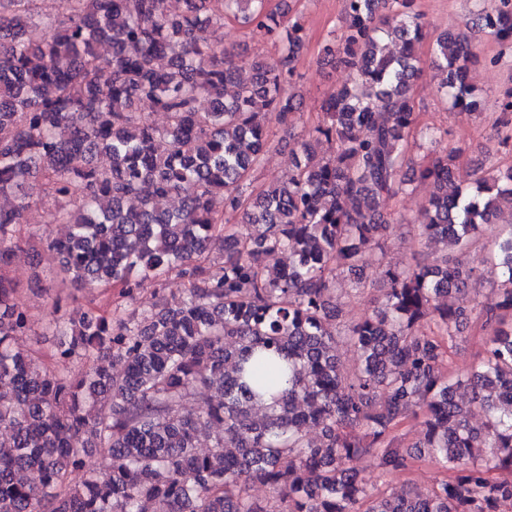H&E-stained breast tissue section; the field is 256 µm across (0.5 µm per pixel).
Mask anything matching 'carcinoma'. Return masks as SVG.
Segmentation results:
<instances>
[{
	"label": "carcinoma",
	"mask_w": 512,
	"mask_h": 512,
	"mask_svg": "<svg viewBox=\"0 0 512 512\" xmlns=\"http://www.w3.org/2000/svg\"><path fill=\"white\" fill-rule=\"evenodd\" d=\"M33 2L0 0V269L40 180L67 225L44 247L76 287L130 300L139 280L174 273L189 288L143 313L55 302L56 355L79 364L56 372L15 348L33 320L0 273V512H500L512 502V231L494 241L501 287L482 302L468 292L486 227L512 216V167L490 166L474 190L456 180L455 151L403 172L426 28L414 0H344L339 43L324 51L342 56L350 82L296 142L288 183L259 191L250 176L272 146L268 126L301 105L303 27L288 10L62 0L63 19L36 38ZM226 15L262 29L281 56L232 58L213 39ZM474 24L512 44V0ZM476 60L463 34L436 39L442 88L462 111L476 108L466 83ZM102 153L106 166L94 162ZM417 181L432 186L410 220L419 244L443 241L458 257L386 266L380 306L342 323L336 276L362 284L391 229L379 200ZM218 236L224 256L208 264ZM276 252L288 267L267 262ZM469 319L482 353L463 376L448 351ZM341 339L358 354L350 370L336 359ZM408 419L448 478L426 494L376 492L351 463L408 470L418 459L398 434ZM88 448L101 451L97 469ZM28 470L35 481L21 478ZM252 484L270 496L252 497Z\"/></svg>",
	"instance_id": "cac0c4a2"
}]
</instances>
